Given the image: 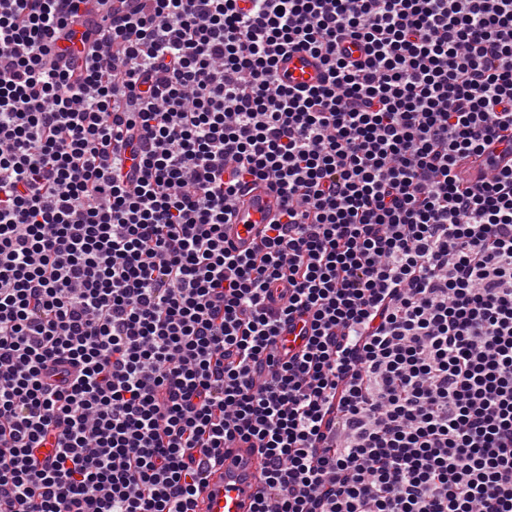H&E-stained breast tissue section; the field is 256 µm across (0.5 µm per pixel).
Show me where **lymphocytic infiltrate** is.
I'll return each instance as SVG.
<instances>
[{"mask_svg": "<svg viewBox=\"0 0 512 512\" xmlns=\"http://www.w3.org/2000/svg\"><path fill=\"white\" fill-rule=\"evenodd\" d=\"M498 144L512 0H0V512H512ZM279 76L291 86L309 87L322 82L326 70L310 53L295 50L279 62ZM226 232L239 250L253 246L260 224H268L279 209V199L274 193L259 188L244 198ZM251 442L235 440L224 448V466L213 470L201 490L202 512H249L254 502L261 457Z\"/></svg>", "mask_w": 512, "mask_h": 512, "instance_id": "lymphocytic-infiltrate-1", "label": "lymphocytic infiltrate"}]
</instances>
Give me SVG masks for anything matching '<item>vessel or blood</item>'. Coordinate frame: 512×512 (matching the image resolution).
<instances>
[{
	"mask_svg": "<svg viewBox=\"0 0 512 512\" xmlns=\"http://www.w3.org/2000/svg\"><path fill=\"white\" fill-rule=\"evenodd\" d=\"M279 76L290 85L309 87L322 82L326 70L318 59L295 50L279 63ZM279 209L274 193L259 188L238 208L227 234L242 250L250 249L260 225L269 223ZM261 473V457L248 442L236 440L224 450V464L213 470L201 490L203 512H249Z\"/></svg>",
	"mask_w": 512,
	"mask_h": 512,
	"instance_id": "obj_1",
	"label": "vessel or blood"
}]
</instances>
